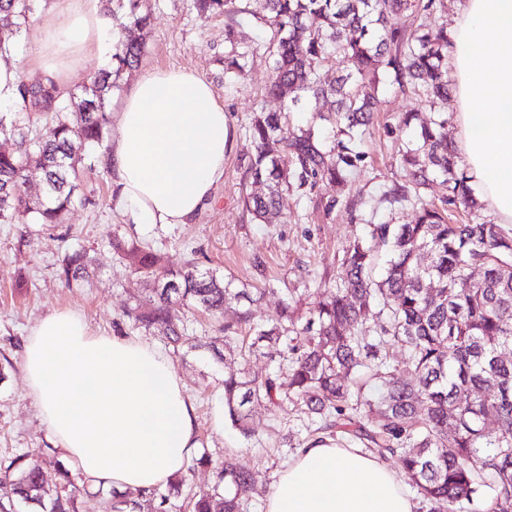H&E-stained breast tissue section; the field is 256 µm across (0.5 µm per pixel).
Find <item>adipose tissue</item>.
<instances>
[{"mask_svg":"<svg viewBox=\"0 0 512 512\" xmlns=\"http://www.w3.org/2000/svg\"><path fill=\"white\" fill-rule=\"evenodd\" d=\"M31 79L78 78L109 58L112 19L90 0H53ZM461 165L498 223L512 224V0H461L448 30ZM105 162L134 224H185L224 176L231 141L209 84L182 69L149 70L113 114ZM28 396L63 457L91 487L148 489L199 448L195 409L173 365L149 343L94 334L73 310L31 329ZM265 512H414L397 472L331 441L301 449L273 483Z\"/></svg>","mask_w":512,"mask_h":512,"instance_id":"adipose-tissue-1","label":"adipose tissue"}]
</instances>
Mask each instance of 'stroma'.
<instances>
[{
  "instance_id": "1",
  "label": "stroma",
  "mask_w": 512,
  "mask_h": 512,
  "mask_svg": "<svg viewBox=\"0 0 512 512\" xmlns=\"http://www.w3.org/2000/svg\"><path fill=\"white\" fill-rule=\"evenodd\" d=\"M145 3L151 25L144 32L140 67L120 74L105 111H116L140 71L174 68L193 72L211 85L234 129L224 177L190 223L135 226L119 202L112 174L103 161L106 150L101 147L94 165L81 168L79 199L63 223H0V456L22 454L44 461L51 470L64 462L26 395L22 354L25 338L38 320L69 308L95 333L112 336L120 331L157 348L173 364L195 403L203 452L217 462L235 459L267 489L301 445L309 443L307 421L289 405L275 409L257 405L252 409L251 436L229 425L215 429V415L224 409L226 368L215 354L224 345L222 323L236 320L245 310L254 320L275 322L280 300L288 291L299 309H307L319 283L334 277L344 251L362 234L370 215L394 224L414 223L416 212L411 205L387 207L379 201V190L400 179L398 150L403 141L413 138L421 121L429 119L430 108L398 85H381L374 125L361 145L366 154L362 170L344 185L323 182L302 195L284 194L281 213L273 223H254L243 208L244 198L258 190L249 173L253 149L247 129L252 112L280 108L279 101L264 92L273 66L264 49L271 32L251 16H238L237 40L241 46H254L255 52L249 57L247 81L232 84L224 77V56L230 50L224 40L226 17L203 16L191 0ZM410 112L415 113V120L410 127L400 128V121ZM116 237L150 244L164 267L177 270L193 258L199 269L224 274L234 287L267 283L271 289L253 303H231L223 320L204 317L191 323L190 331L202 337L205 348L173 350L162 338L124 320V312L148 296L154 283L135 274L114 253L111 242ZM73 251L91 258V274L68 286L59 278V267L64 255ZM119 319L124 325L118 330L114 323Z\"/></svg>"
}]
</instances>
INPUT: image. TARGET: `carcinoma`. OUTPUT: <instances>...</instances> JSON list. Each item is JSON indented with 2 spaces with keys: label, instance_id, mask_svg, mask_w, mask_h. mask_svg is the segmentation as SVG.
Returning <instances> with one entry per match:
<instances>
[{
  "label": "carcinoma",
  "instance_id": "cac0c4a2",
  "mask_svg": "<svg viewBox=\"0 0 512 512\" xmlns=\"http://www.w3.org/2000/svg\"><path fill=\"white\" fill-rule=\"evenodd\" d=\"M38 0H0V58L12 57L37 10ZM203 14L233 18L249 14L268 26L266 50L274 74L266 94L282 102L278 112H255L250 139V173L265 191L244 199L252 219L264 222L279 209L283 191L302 190L327 180L345 184L365 154L362 135L372 125L379 87L396 83L424 97L434 116L420 125L414 141L398 150L402 181L383 187L380 201L409 203L414 224L376 221L344 253L330 290L300 313L282 300L280 320L252 325L250 342L236 344L238 326L224 324V352L246 360L269 345L282 344L288 390L275 373L252 377L245 370L224 375V406L231 425L251 435V407L284 402L314 423L360 439L382 458L397 457L428 512H512V229L485 221L467 173L457 169L448 140V29L407 30L389 16L411 15L444 6V0H194ZM108 13L122 15L111 68L79 90L67 93L53 81H20L14 109L0 113V136L15 142L0 152V223L29 217L35 224H61L79 189V166L95 159L91 150L107 135L105 107L114 78L139 64L144 44L133 31L151 23L143 0H108ZM249 52L237 47L224 58V76L243 79ZM341 56L343 74L332 84L321 70ZM312 108L305 128L288 126L287 114ZM49 112L38 130L29 114ZM44 185L43 197L26 193L29 177ZM441 177L448 203L475 211L467 224H451L445 208L422 201L420 189ZM120 252L157 287L126 316L175 346H204L187 334L175 306L213 316L236 301L252 302L266 288H234L215 271L195 262L164 269L151 251L116 240ZM88 276L83 252L64 256L60 277L67 285ZM406 354L400 376L393 347ZM497 417L489 431L485 415ZM215 482L193 494L192 512H243L263 495L252 472L229 458L214 466ZM185 475L159 488L128 491L112 512L157 509L179 493ZM68 473L49 476L22 456L0 460V512L14 501L33 512H75Z\"/></svg>",
  "mask_w": 512,
  "mask_h": 512
}]
</instances>
